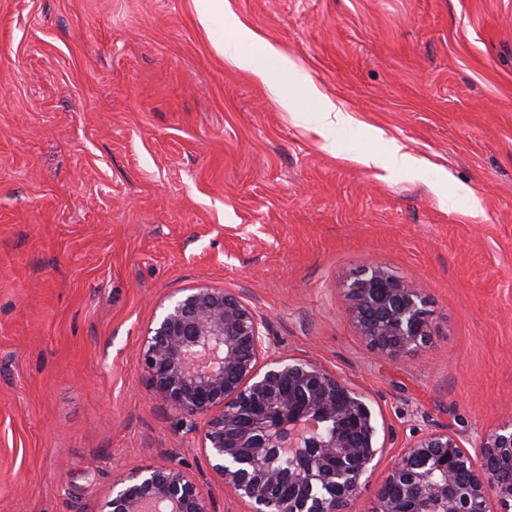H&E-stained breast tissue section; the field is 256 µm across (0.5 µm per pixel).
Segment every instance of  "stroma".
<instances>
[{"label": "stroma", "instance_id": "obj_1", "mask_svg": "<svg viewBox=\"0 0 512 512\" xmlns=\"http://www.w3.org/2000/svg\"><path fill=\"white\" fill-rule=\"evenodd\" d=\"M350 125L213 49L194 0H0V512H101L114 479L184 471L246 512L141 361L171 300L237 295L273 355L361 392L384 452L512 422V0H224ZM277 85L295 99L284 111ZM397 141L416 168L359 163ZM423 288L426 348L378 356L345 282ZM311 92L321 99L320 106L313 111L315 113L312 117V123L318 133L324 135L352 121L347 112H343L334 102L322 95L314 85H311Z\"/></svg>", "mask_w": 512, "mask_h": 512}]
</instances>
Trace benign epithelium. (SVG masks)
Listing matches in <instances>:
<instances>
[{"instance_id":"7a95c632","label":"benign epithelium","mask_w":512,"mask_h":512,"mask_svg":"<svg viewBox=\"0 0 512 512\" xmlns=\"http://www.w3.org/2000/svg\"><path fill=\"white\" fill-rule=\"evenodd\" d=\"M348 313L379 355L422 347L432 311L424 290L381 265L363 267L345 288ZM265 321L236 295L198 288L177 299L147 331L142 360L155 391L180 413L204 419L201 448L224 489L249 512H354L362 478L383 449L365 397L312 362L268 352ZM296 465L266 463L270 448ZM512 422L464 446L432 432L404 447L377 494L376 512H512ZM103 512H209L201 488L175 467L122 473Z\"/></svg>"}]
</instances>
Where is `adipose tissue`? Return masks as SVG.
Here are the masks:
<instances>
[{
    "instance_id": "1",
    "label": "adipose tissue",
    "mask_w": 512,
    "mask_h": 512,
    "mask_svg": "<svg viewBox=\"0 0 512 512\" xmlns=\"http://www.w3.org/2000/svg\"><path fill=\"white\" fill-rule=\"evenodd\" d=\"M232 37L227 41L214 42L215 51L225 56L243 70L258 77H265L267 62H275L286 72L293 71L294 66L285 53L276 45L261 39L255 32L236 20H229Z\"/></svg>"
}]
</instances>
